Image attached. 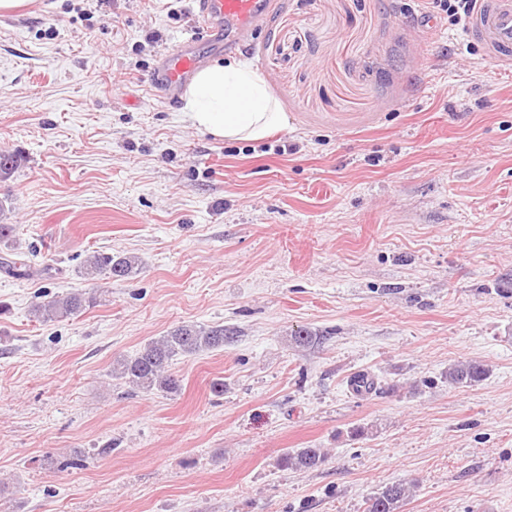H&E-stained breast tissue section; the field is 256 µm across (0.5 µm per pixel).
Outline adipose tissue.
<instances>
[{
	"label": "adipose tissue",
	"instance_id": "obj_1",
	"mask_svg": "<svg viewBox=\"0 0 512 512\" xmlns=\"http://www.w3.org/2000/svg\"><path fill=\"white\" fill-rule=\"evenodd\" d=\"M191 124L217 138L258 141L287 126L267 81L248 61L200 69L187 103Z\"/></svg>",
	"mask_w": 512,
	"mask_h": 512
}]
</instances>
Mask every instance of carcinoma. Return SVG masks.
<instances>
[{
	"instance_id": "1",
	"label": "carcinoma",
	"mask_w": 512,
	"mask_h": 512,
	"mask_svg": "<svg viewBox=\"0 0 512 512\" xmlns=\"http://www.w3.org/2000/svg\"><path fill=\"white\" fill-rule=\"evenodd\" d=\"M21 162V154L1 151L0 180H8ZM7 212L6 201L1 200L0 243H8L14 237L15 225L5 223ZM0 269L17 278L33 274L30 265L23 261L4 262L0 264ZM138 273V258L127 254L112 255L95 251L85 257L81 266V275L88 280L101 277L130 279ZM95 301L94 293L90 290L57 295L36 303L32 315L41 322L77 317ZM233 340L234 337L228 335L222 325H179L151 340L137 355L119 360L112 370V376L143 393L176 394L182 389V379L173 371V361L204 350L222 348ZM488 373L486 364L470 359L451 364L445 379L450 387H472L484 380ZM325 458L326 452L322 448H294L280 458V464L295 470H314L322 466ZM412 490L413 484L407 482L387 485L368 499L365 512H399Z\"/></svg>"
}]
</instances>
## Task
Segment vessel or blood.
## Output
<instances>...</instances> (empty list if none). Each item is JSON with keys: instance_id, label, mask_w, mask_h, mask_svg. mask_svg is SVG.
<instances>
[{"instance_id": "obj_1", "label": "vessel or blood", "mask_w": 512, "mask_h": 512, "mask_svg": "<svg viewBox=\"0 0 512 512\" xmlns=\"http://www.w3.org/2000/svg\"><path fill=\"white\" fill-rule=\"evenodd\" d=\"M272 7L273 0H195L197 28L157 57L148 76L153 95L175 105L208 53L240 50ZM465 33L490 58L511 62L512 0H477Z\"/></svg>"}]
</instances>
